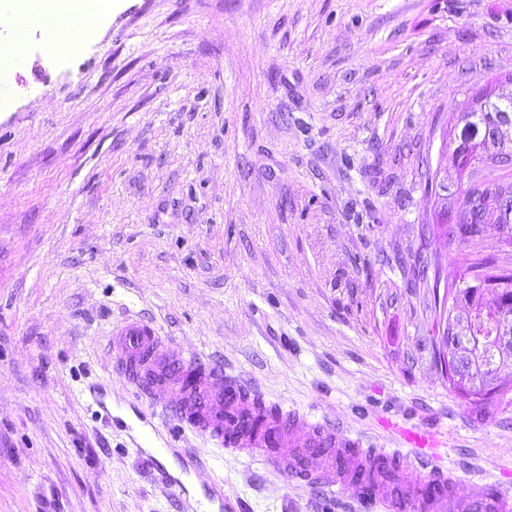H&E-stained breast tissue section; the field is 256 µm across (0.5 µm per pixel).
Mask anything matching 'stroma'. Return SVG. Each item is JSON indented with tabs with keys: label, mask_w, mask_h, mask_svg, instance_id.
I'll return each mask as SVG.
<instances>
[{
	"label": "stroma",
	"mask_w": 512,
	"mask_h": 512,
	"mask_svg": "<svg viewBox=\"0 0 512 512\" xmlns=\"http://www.w3.org/2000/svg\"><path fill=\"white\" fill-rule=\"evenodd\" d=\"M0 106V512H171L108 405L129 314L271 403L448 435L456 494L512 491V393L438 361L467 242L434 222L471 94L512 91V0H112L63 62L32 26ZM245 512H345L191 430Z\"/></svg>",
	"instance_id": "stroma-1"
}]
</instances>
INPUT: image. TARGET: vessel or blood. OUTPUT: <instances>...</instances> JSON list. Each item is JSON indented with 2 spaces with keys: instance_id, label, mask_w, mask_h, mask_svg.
Masks as SVG:
<instances>
[{
  "instance_id": "obj_1",
  "label": "vessel or blood",
  "mask_w": 512,
  "mask_h": 512,
  "mask_svg": "<svg viewBox=\"0 0 512 512\" xmlns=\"http://www.w3.org/2000/svg\"><path fill=\"white\" fill-rule=\"evenodd\" d=\"M113 371L126 379L152 413L170 422V441L158 445L159 427L142 422L137 451L156 469L174 503L196 497L204 512H240L224 496V484H195L201 464L196 455L174 447L173 437L189 428L218 448L259 458L267 467L305 481L318 496L338 494L359 512H456L448 490L453 470L440 467L448 436L391 424L389 445L372 447L363 435L329 418L310 420L295 409L269 404L251 378L226 372L220 356L184 352L160 336L154 326L128 319L112 330L108 341ZM421 469L433 493L415 488L391 494L389 468ZM473 504L484 512H512V497L483 482L473 485Z\"/></svg>"
}]
</instances>
